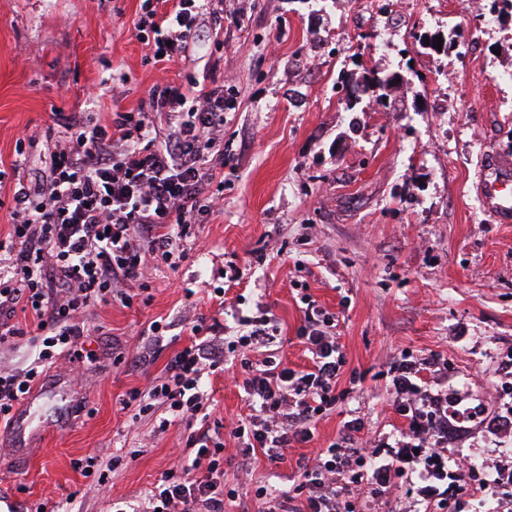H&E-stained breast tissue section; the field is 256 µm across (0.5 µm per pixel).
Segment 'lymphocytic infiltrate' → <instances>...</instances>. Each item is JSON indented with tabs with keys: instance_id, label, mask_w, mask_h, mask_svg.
Wrapping results in <instances>:
<instances>
[{
	"instance_id": "obj_1",
	"label": "lymphocytic infiltrate",
	"mask_w": 512,
	"mask_h": 512,
	"mask_svg": "<svg viewBox=\"0 0 512 512\" xmlns=\"http://www.w3.org/2000/svg\"><path fill=\"white\" fill-rule=\"evenodd\" d=\"M136 24L151 30L164 61L190 59L209 17L223 19L212 0H145ZM224 85L210 70L186 84H154L147 107L113 113L98 123L72 112L58 117L61 133L46 147L38 175L15 180L12 224L0 238V346L37 331V360L21 370L0 369V421L47 371L62 360H95L84 342L87 314L99 305L132 307L147 289L149 269L176 268L194 225L220 212L210 186L224 164ZM298 338L311 355L301 370L272 354L277 329L267 313H236L242 331L224 335L220 321H197L194 338L171 357L162 376L130 390L124 407L157 416L158 431L190 425L188 459L177 460L149 491L144 512H224L239 492L224 481V447L242 455L282 460L288 448L311 442L317 422L347 392L338 385L346 358L336 316L302 295ZM31 324L19 321V313ZM262 359H254L259 349ZM446 365L434 355H401L391 368L390 392L404 421L400 434L377 438L351 415L327 447L303 465L292 490L258 486L265 512H379L404 484L417 512H470L461 488L478 493L512 484V467L487 480L464 454L449 456V441L472 431L467 397L449 391ZM223 370L242 389L246 417L208 425L204 373Z\"/></svg>"
}]
</instances>
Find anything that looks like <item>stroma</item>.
Listing matches in <instances>:
<instances>
[{"label": "stroma", "instance_id": "obj_1", "mask_svg": "<svg viewBox=\"0 0 512 512\" xmlns=\"http://www.w3.org/2000/svg\"><path fill=\"white\" fill-rule=\"evenodd\" d=\"M143 0H0V170L19 138L38 156L59 112H130L162 78L179 82L211 64L233 107L224 114L223 212L194 232L204 250L150 275L147 302L94 310L93 363H65L42 377L0 425V503L51 498L59 512H113L145 495L185 446L188 430L132 421L122 400L149 386L188 344L181 316L214 317L212 298L244 295L281 330L284 363L309 358L297 333L298 283L335 313L346 357L341 387L354 388L318 422L310 443L274 463L249 462L259 484L293 488L314 449L333 441L343 411L370 431L399 429L388 392L396 357L436 354L448 386L491 391L489 410L512 407V224L496 223L476 193L494 155L512 156V19L490 0H224V34L204 57L159 68L134 28ZM479 29L472 43L469 28ZM441 36L446 52L424 45ZM366 71L400 74L385 106L360 95L347 112L342 83ZM102 86L87 101L85 91ZM193 296H186V289ZM172 323L155 349L142 331ZM122 363H115L113 340ZM205 386L211 418L245 414L223 373ZM129 452L107 489L75 463ZM464 452L484 468L512 462V435L475 422Z\"/></svg>", "mask_w": 512, "mask_h": 512}]
</instances>
